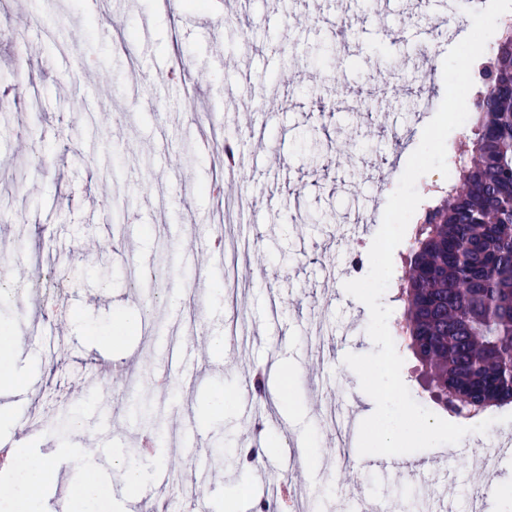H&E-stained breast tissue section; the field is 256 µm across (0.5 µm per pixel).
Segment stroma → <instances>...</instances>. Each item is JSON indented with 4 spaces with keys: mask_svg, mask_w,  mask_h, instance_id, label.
<instances>
[{
    "mask_svg": "<svg viewBox=\"0 0 512 512\" xmlns=\"http://www.w3.org/2000/svg\"><path fill=\"white\" fill-rule=\"evenodd\" d=\"M439 0H112V14L84 0H0V74L23 79L28 95L0 108V253L50 256L81 270L64 283L58 311H0V361L22 372L32 400L13 408L30 435L0 439L41 452L72 449L67 480L44 512H260L273 483L297 476L280 512H354L350 485L386 512H423L437 481L454 486L450 512H466L487 437L459 448L416 452L432 462V485L361 468L356 444L336 446L334 404L362 406L346 354L374 349L369 317L344 281L364 277L368 251L407 160L418 126L443 96L438 59L451 44L423 47ZM182 70L183 101L172 110L152 82ZM432 106H424V97ZM276 99L267 108L268 99ZM243 144V168L227 178L225 141ZM270 196L235 223L212 216L243 195ZM366 234H349L355 215ZM409 222L393 253L382 297L402 317ZM223 254L201 267L195 238ZM344 268L343 282L329 279ZM111 271V279L100 276ZM138 317L127 332L120 316ZM199 337L187 385L163 376L171 345ZM224 339L214 351L212 337ZM336 348L329 380L312 364ZM402 379L412 398L440 418L467 425L438 401L406 342ZM265 370L270 402L256 408L254 370ZM224 414L205 413L216 392ZM82 407V430L67 411ZM201 459L189 462L187 431ZM141 468L143 492L130 503L104 441ZM233 451L209 469V448ZM263 447L260 465L242 467V448ZM318 459L304 462L305 452ZM452 464H445V457ZM98 480L85 501L77 480Z\"/></svg>",
    "mask_w": 512,
    "mask_h": 512,
    "instance_id": "35a3bbf8",
    "label": "stroma"
}]
</instances>
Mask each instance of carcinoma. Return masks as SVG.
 Masks as SVG:
<instances>
[{
	"label": "carcinoma",
	"mask_w": 512,
	"mask_h": 512,
	"mask_svg": "<svg viewBox=\"0 0 512 512\" xmlns=\"http://www.w3.org/2000/svg\"><path fill=\"white\" fill-rule=\"evenodd\" d=\"M467 146L411 244L402 334L455 411L512 404V34L474 75Z\"/></svg>",
	"instance_id": "obj_1"
}]
</instances>
